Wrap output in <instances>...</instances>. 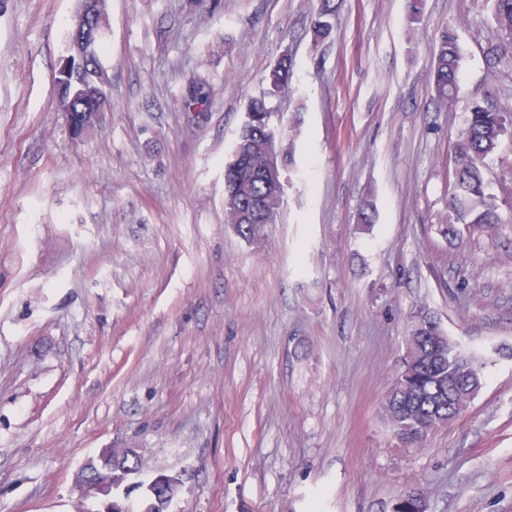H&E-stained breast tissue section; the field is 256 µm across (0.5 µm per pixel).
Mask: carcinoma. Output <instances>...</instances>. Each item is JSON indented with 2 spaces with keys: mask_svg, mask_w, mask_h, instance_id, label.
Returning <instances> with one entry per match:
<instances>
[{
  "mask_svg": "<svg viewBox=\"0 0 512 512\" xmlns=\"http://www.w3.org/2000/svg\"><path fill=\"white\" fill-rule=\"evenodd\" d=\"M491 4L492 30L486 51L489 66H498L512 56V0H485ZM339 6L336 0H317L312 30L314 42L327 40ZM462 50L455 32L443 29L436 40L432 64V95L441 108L453 109L460 89ZM87 66L93 76L78 90L76 107L88 118L107 104L105 75L98 51ZM293 58L283 55L269 70L267 88L250 100L247 117L233 147L232 160L224 169V208L227 223L248 241L263 224L275 221L284 187L266 183L262 165L267 148L279 139L271 122L276 90L288 83ZM512 134V107L474 102L454 150L451 215L444 233L459 236V225L471 234L494 230L501 223L495 196L488 192L486 160ZM407 357L389 391L384 414L400 441L418 446L426 439L439 414L443 424L460 418L481 389V372L472 358L444 337L434 320L424 317L413 327Z\"/></svg>",
  "mask_w": 512,
  "mask_h": 512,
  "instance_id": "cac0c4a2",
  "label": "carcinoma"
}]
</instances>
